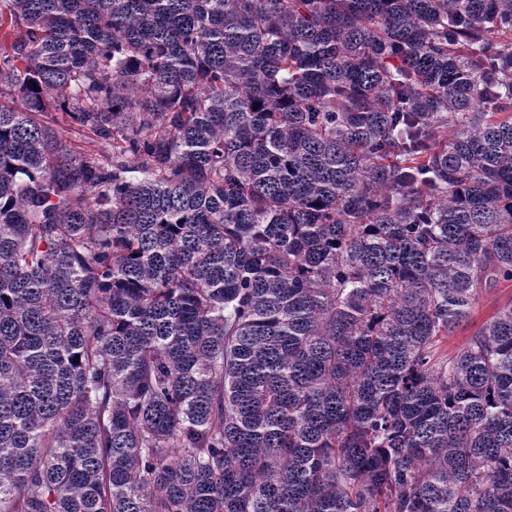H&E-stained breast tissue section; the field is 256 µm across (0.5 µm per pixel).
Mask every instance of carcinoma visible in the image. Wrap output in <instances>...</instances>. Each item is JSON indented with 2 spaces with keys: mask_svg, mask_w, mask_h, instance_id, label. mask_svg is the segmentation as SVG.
<instances>
[{
  "mask_svg": "<svg viewBox=\"0 0 512 512\" xmlns=\"http://www.w3.org/2000/svg\"><path fill=\"white\" fill-rule=\"evenodd\" d=\"M504 282L512 0H0V512H512ZM510 303H512V282L502 283L496 288L484 292L479 302L473 307L467 322L443 340L441 351L448 355L462 349L483 322L499 308Z\"/></svg>",
  "mask_w": 512,
  "mask_h": 512,
  "instance_id": "carcinoma-1",
  "label": "carcinoma"
}]
</instances>
